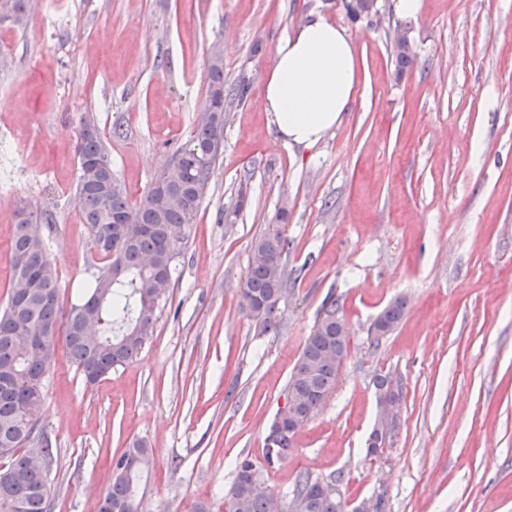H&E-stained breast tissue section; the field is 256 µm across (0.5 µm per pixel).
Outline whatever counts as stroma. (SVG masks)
Instances as JSON below:
<instances>
[{
    "label": "stroma",
    "mask_w": 512,
    "mask_h": 512,
    "mask_svg": "<svg viewBox=\"0 0 512 512\" xmlns=\"http://www.w3.org/2000/svg\"><path fill=\"white\" fill-rule=\"evenodd\" d=\"M378 3L370 23L340 0H32L26 28L0 26L11 57L0 131L25 136L18 154L0 153V307L19 202L55 212L63 307L104 264L74 208L81 119L136 200L197 124L212 45L226 81L249 80L243 101L224 104V155L139 355L90 386L56 352L41 420L51 512H97L113 457L134 440L154 457L143 512H224L244 456L284 500L298 474L339 472L347 498L384 494L387 512H512V0H423L406 19ZM314 13L353 39L358 82L340 125L302 148L279 139L265 83L278 42ZM402 25L416 52L403 70L391 43ZM282 209L288 290L264 334L240 289ZM330 296L349 355L288 457L266 464L265 433ZM399 296L402 321L370 349L372 321ZM380 374L405 398L374 460Z\"/></svg>",
    "instance_id": "35a3bbf8"
}]
</instances>
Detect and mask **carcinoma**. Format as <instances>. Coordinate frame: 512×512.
Instances as JSON below:
<instances>
[{"instance_id": "1", "label": "carcinoma", "mask_w": 512, "mask_h": 512, "mask_svg": "<svg viewBox=\"0 0 512 512\" xmlns=\"http://www.w3.org/2000/svg\"><path fill=\"white\" fill-rule=\"evenodd\" d=\"M30 11V0H0V24L23 26L29 22ZM247 90L243 76L225 86L223 51L213 47L206 102L197 126L173 153L178 160L176 172L164 168L136 202L130 200L112 171L99 129L89 120L81 121L75 140L79 167L75 208L81 223L88 227L94 248L107 261L78 304L84 312L83 323H76L72 312L64 310L56 266L45 237L33 228L55 223V213L34 210L26 203L18 208L11 242V282L26 278L35 287L21 300L15 289H10L0 310V457L8 459L0 466V512H48L47 471L32 466L24 452L26 413H40L44 406L45 360L54 358L61 345L69 363L85 381L95 384L138 355L153 333L155 310L171 286L174 263L183 247V241L171 238L169 229H183L195 222L223 155L212 149V144L224 137V100L232 95L242 98ZM289 245L282 224L272 225L252 243L239 306L265 332L276 328L287 291ZM405 308L406 300L396 298L377 315L370 327L372 349L399 325ZM26 336L33 337L45 353L22 357ZM350 342L341 306L329 297L290 373L287 390L294 395V412L281 418L283 433L273 445L274 452L267 453L268 462L292 449L297 431L292 419L307 423L334 389ZM375 387L382 396L399 402L403 399V387L389 374L376 376ZM153 464L146 443L132 442L112 461L106 497L141 509L139 484ZM259 480L256 464L241 458L224 501L225 512H289L293 501L320 482L333 485V489L313 497L306 512H345V498L334 489L342 484L340 475L321 478L301 473L286 501L258 492L254 484Z\"/></svg>"}]
</instances>
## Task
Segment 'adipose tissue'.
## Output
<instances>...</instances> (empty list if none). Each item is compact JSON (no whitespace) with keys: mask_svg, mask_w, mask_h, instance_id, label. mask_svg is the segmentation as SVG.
Here are the masks:
<instances>
[{"mask_svg":"<svg viewBox=\"0 0 512 512\" xmlns=\"http://www.w3.org/2000/svg\"><path fill=\"white\" fill-rule=\"evenodd\" d=\"M358 80L353 39L345 29L312 16L275 49L265 89L266 110L278 135L309 147L338 126Z\"/></svg>","mask_w":512,"mask_h":512,"instance_id":"obj_1","label":"adipose tissue"}]
</instances>
